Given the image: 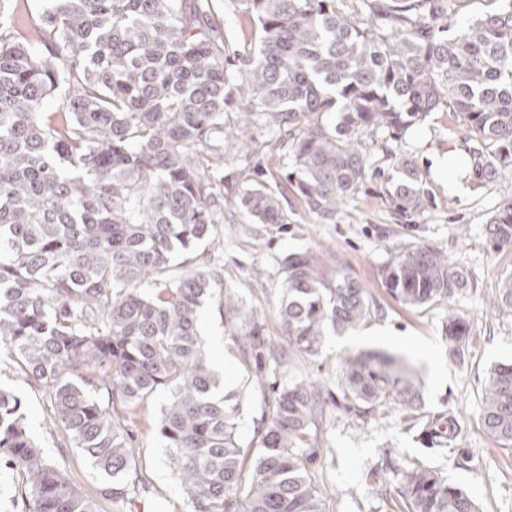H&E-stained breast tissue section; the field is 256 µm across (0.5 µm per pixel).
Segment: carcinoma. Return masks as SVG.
<instances>
[{
    "label": "carcinoma",
    "mask_w": 512,
    "mask_h": 512,
    "mask_svg": "<svg viewBox=\"0 0 512 512\" xmlns=\"http://www.w3.org/2000/svg\"><path fill=\"white\" fill-rule=\"evenodd\" d=\"M227 2L254 21L257 42L232 59L210 0H46L32 22L0 0V352L46 391L55 425L107 476L115 508L145 484L131 466V411L162 389L154 429L192 512H325L305 444L333 394L304 382L275 390L249 451L199 338L223 267L192 254L224 223L225 109L261 112L291 141L282 180L238 173L237 205L263 228H287L290 185L320 223H336L376 174L363 136L395 140L440 107L469 133L466 166L493 182L512 169V0L475 19L472 0H361L350 15L337 0ZM61 90V111L41 112ZM382 149L392 173L378 196L409 224L431 203L422 173L411 155ZM486 237L512 250V195ZM275 265L288 336L276 360L316 357L328 329H356L379 310L361 281L326 279L305 253ZM382 277L405 305H448V357L463 363L462 268L413 245L391 253ZM494 306L512 313V276ZM224 307L245 326L244 354L262 355L264 326L231 297ZM336 388L362 417L423 404L411 370L389 355L343 358ZM480 420L512 450V363L489 371ZM2 473L17 478L28 512H98L32 440L21 398L0 388ZM398 493L408 512H478L464 489L418 466L403 470Z\"/></svg>",
    "instance_id": "carcinoma-1"
}]
</instances>
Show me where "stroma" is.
Instances as JSON below:
<instances>
[{"mask_svg": "<svg viewBox=\"0 0 512 512\" xmlns=\"http://www.w3.org/2000/svg\"><path fill=\"white\" fill-rule=\"evenodd\" d=\"M213 9L224 32L226 55L250 48L254 42L251 22L229 15L224 0H213ZM224 121L234 127V137L224 147L225 176L255 164L273 176L290 170L287 144L276 142L264 121L239 124L230 111L225 112ZM465 136L461 122L441 108L428 113L397 141V148L417 161L431 199L412 224L399 223L372 182L341 206L332 224L319 223L292 192L285 204L287 230L270 231L264 247L253 250L243 235L248 220L232 190L224 192V222L219 227L224 278L201 310L199 332L222 386L239 395L236 431L242 444H259L262 419L273 400L269 385L319 380L326 389H334L340 362L350 354L383 352L403 358L415 368L423 392L424 407L419 412L375 410L363 420L342 404L326 403L322 419L308 438L317 454L312 471L325 512H406L398 495L401 472L420 465L463 488L480 512H512V450L499 448L479 422L488 371L496 363L512 360V314L489 305L500 280L512 274V252H494L485 235L489 216L504 195H512V169L493 183L461 172L458 190L448 189L437 178L432 157L452 147L464 148ZM409 244L433 247L464 270L468 288L454 307L414 308L388 294L381 269L391 249ZM293 252L312 255L324 276L350 271L369 287L382 312L357 330L327 333L317 357H294L278 365L266 357L254 360L240 351V328L222 301L228 295L242 299L256 321L264 324L266 336L277 348L287 349L288 338L273 311L279 272L271 257ZM452 309L464 315L470 328L471 345L461 364L449 360L445 341V323ZM0 385L21 397L29 434L46 455L68 470L75 488L97 498L99 512H113L111 503L100 497L99 472L50 424L45 391L24 383L2 354ZM438 414L454 417L461 425L460 447L429 448L425 425ZM135 462L145 485L124 512H191L156 433L139 432Z\"/></svg>", "mask_w": 512, "mask_h": 512, "instance_id": "stroma-1", "label": "stroma"}]
</instances>
